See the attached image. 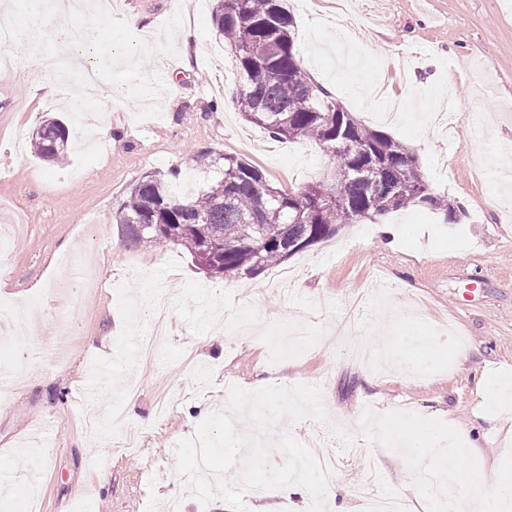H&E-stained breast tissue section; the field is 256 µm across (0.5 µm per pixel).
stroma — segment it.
Masks as SVG:
<instances>
[{
	"label": "stroma",
	"instance_id": "stroma-1",
	"mask_svg": "<svg viewBox=\"0 0 512 512\" xmlns=\"http://www.w3.org/2000/svg\"><path fill=\"white\" fill-rule=\"evenodd\" d=\"M296 22L302 64L366 126L406 144L422 178L460 208L446 223L427 210L388 216L385 236L366 221L340 226L286 262L288 298L270 292L277 271L209 279L178 247H134L115 214L132 184L178 169L175 192L196 179L195 157L246 159L274 187L322 181L330 154L312 141L280 143L246 123L236 104L237 61L212 28L215 0H122L135 35L159 31L175 13L200 33L177 56L142 62L164 71L160 116L137 121V103L97 105L121 142L87 150L74 143L58 160L41 159L29 139L49 118L70 119L52 78L30 70L27 48L0 73V224L23 227L0 244V323L19 303L41 314L37 342L0 344V504L9 512H159L181 497L174 446L210 413L228 407L225 382L317 385L330 423L360 445L336 439L329 512H362L355 486L373 459L381 489L429 512L416 461L383 438L413 422L450 432L474 449L454 469L458 506L512 478V410L490 408L478 383L512 380V178L484 169L477 119H486L497 167L512 171V0H284ZM399 58L402 71L387 64ZM102 285L83 289L79 271ZM159 301L171 322L151 368L125 371L136 342L150 332L146 304ZM392 329L395 351L421 355L416 371L352 359L351 330L372 343ZM100 393L80 396L88 370ZM124 414L113 423V407ZM50 421L41 450L22 434ZM248 512H309L311 495L290 486L246 495Z\"/></svg>",
	"mask_w": 512,
	"mask_h": 512
}]
</instances>
